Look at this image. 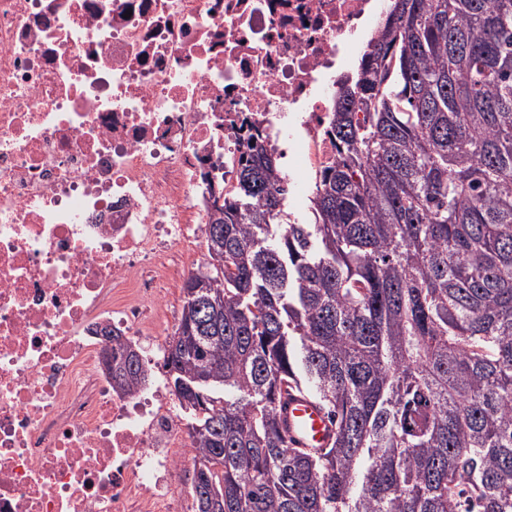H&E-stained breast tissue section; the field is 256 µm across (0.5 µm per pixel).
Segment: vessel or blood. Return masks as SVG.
<instances>
[{
  "label": "vessel or blood",
  "instance_id": "1",
  "mask_svg": "<svg viewBox=\"0 0 512 512\" xmlns=\"http://www.w3.org/2000/svg\"><path fill=\"white\" fill-rule=\"evenodd\" d=\"M281 425L291 447L304 452H322L334 437V426L321 404L301 390L283 395Z\"/></svg>",
  "mask_w": 512,
  "mask_h": 512
}]
</instances>
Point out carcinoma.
<instances>
[{
  "label": "carcinoma",
  "mask_w": 512,
  "mask_h": 512,
  "mask_svg": "<svg viewBox=\"0 0 512 512\" xmlns=\"http://www.w3.org/2000/svg\"><path fill=\"white\" fill-rule=\"evenodd\" d=\"M314 223L274 152L241 158L163 369L191 418L192 512H512V0H390L326 129ZM112 387L146 381L116 329ZM294 384L331 447L280 430Z\"/></svg>",
  "instance_id": "carcinoma-1"
}]
</instances>
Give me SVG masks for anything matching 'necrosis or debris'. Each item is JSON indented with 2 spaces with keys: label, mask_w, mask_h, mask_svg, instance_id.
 Instances as JSON below:
<instances>
[{
  "label": "necrosis or debris",
  "mask_w": 512,
  "mask_h": 512,
  "mask_svg": "<svg viewBox=\"0 0 512 512\" xmlns=\"http://www.w3.org/2000/svg\"><path fill=\"white\" fill-rule=\"evenodd\" d=\"M389 0H0V512H187L163 382L119 394L96 326L160 352L179 248L275 151L330 165Z\"/></svg>",
  "instance_id": "1"
}]
</instances>
